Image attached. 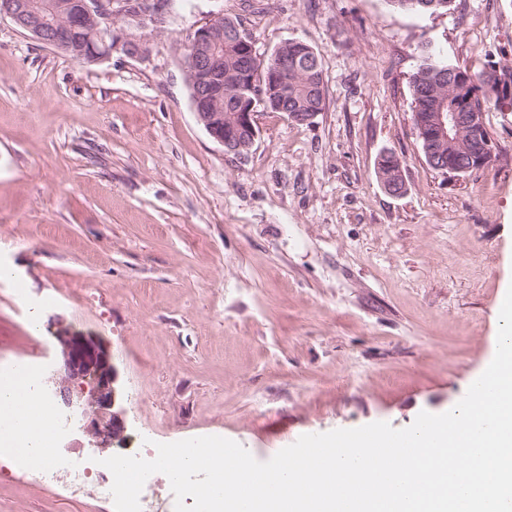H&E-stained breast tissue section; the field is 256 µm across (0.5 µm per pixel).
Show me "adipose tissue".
Wrapping results in <instances>:
<instances>
[{
	"mask_svg": "<svg viewBox=\"0 0 512 512\" xmlns=\"http://www.w3.org/2000/svg\"><path fill=\"white\" fill-rule=\"evenodd\" d=\"M10 409L14 420L10 433L21 444L23 451L32 461H41L42 438L48 427V420L37 401L28 395L25 389L16 383H8L5 391L0 392V409Z\"/></svg>",
	"mask_w": 512,
	"mask_h": 512,
	"instance_id": "ef3b65f1",
	"label": "adipose tissue"
}]
</instances>
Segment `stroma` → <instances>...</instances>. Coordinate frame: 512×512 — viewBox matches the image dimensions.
I'll return each instance as SVG.
<instances>
[{
    "mask_svg": "<svg viewBox=\"0 0 512 512\" xmlns=\"http://www.w3.org/2000/svg\"><path fill=\"white\" fill-rule=\"evenodd\" d=\"M260 57L321 60L326 106L298 124L256 109L227 153L198 122L185 46L213 12ZM149 53L85 64L0 19V363L58 359L57 325L102 339L124 442L221 436L257 460L301 435L447 412L488 360L512 277V112L487 109L496 158L426 163L410 77L435 49L470 72L512 66V0L416 15L385 0H172ZM404 160L403 194L376 174ZM0 512H102L32 480Z\"/></svg>",
    "mask_w": 512,
    "mask_h": 512,
    "instance_id": "stroma-1",
    "label": "stroma"
}]
</instances>
